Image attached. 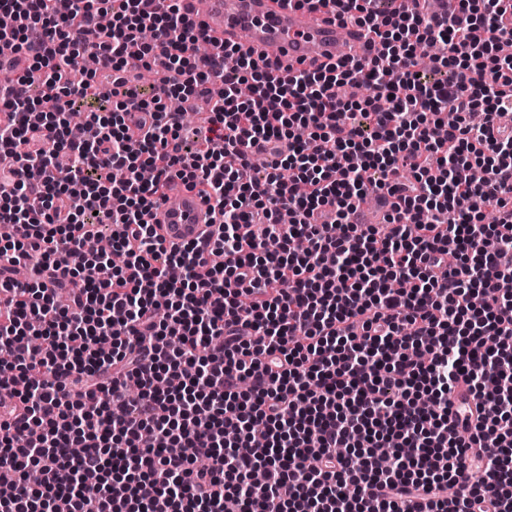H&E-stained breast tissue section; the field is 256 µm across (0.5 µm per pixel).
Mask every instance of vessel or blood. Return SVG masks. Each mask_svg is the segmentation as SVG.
Returning <instances> with one entry per match:
<instances>
[{
    "instance_id": "1",
    "label": "vessel or blood",
    "mask_w": 512,
    "mask_h": 512,
    "mask_svg": "<svg viewBox=\"0 0 512 512\" xmlns=\"http://www.w3.org/2000/svg\"><path fill=\"white\" fill-rule=\"evenodd\" d=\"M184 5L201 20L207 38L224 39L275 68H315L335 61L344 45L350 54H360L366 42L364 29L341 26L327 11L310 10L298 0H184ZM218 221V212L180 185L158 202L150 217L168 246L203 238L217 229Z\"/></svg>"
}]
</instances>
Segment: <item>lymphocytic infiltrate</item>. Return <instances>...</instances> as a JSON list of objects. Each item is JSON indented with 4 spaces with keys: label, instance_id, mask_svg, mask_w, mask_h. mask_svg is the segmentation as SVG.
Here are the masks:
<instances>
[{
    "label": "lymphocytic infiltrate",
    "instance_id": "obj_1",
    "mask_svg": "<svg viewBox=\"0 0 512 512\" xmlns=\"http://www.w3.org/2000/svg\"><path fill=\"white\" fill-rule=\"evenodd\" d=\"M304 2L381 52L273 77L197 54L182 0H0V69L29 61L0 82V224L24 230L0 240V385L25 382L0 512H512V0ZM88 55L123 88L75 142ZM134 57L162 58L157 95ZM169 97L210 100L196 146ZM175 180L214 236L168 247L147 222ZM378 191L384 226L353 223ZM103 224L125 256L104 279L107 257L68 262Z\"/></svg>",
    "mask_w": 512,
    "mask_h": 512
}]
</instances>
